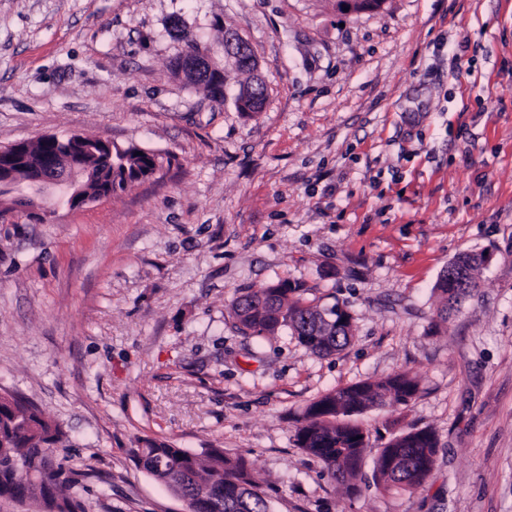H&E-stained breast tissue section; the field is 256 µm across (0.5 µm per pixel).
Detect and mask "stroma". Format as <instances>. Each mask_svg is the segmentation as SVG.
I'll return each instance as SVG.
<instances>
[{
	"label": "stroma",
	"mask_w": 512,
	"mask_h": 512,
	"mask_svg": "<svg viewBox=\"0 0 512 512\" xmlns=\"http://www.w3.org/2000/svg\"><path fill=\"white\" fill-rule=\"evenodd\" d=\"M262 112H239L257 74ZM210 47L224 99L175 76ZM99 137L173 158L72 209L55 187L0 220V391L66 432L86 512H186L139 469L149 440L242 456L271 512H512V0H0V147ZM489 254L457 309L435 285ZM302 285L354 337L312 353L238 332L242 289ZM400 372L409 404L356 418L377 449L440 440L427 483L356 492L295 445L321 394Z\"/></svg>",
	"instance_id": "stroma-1"
}]
</instances>
